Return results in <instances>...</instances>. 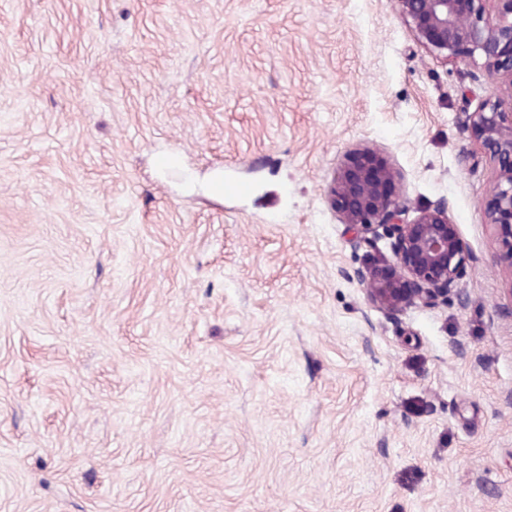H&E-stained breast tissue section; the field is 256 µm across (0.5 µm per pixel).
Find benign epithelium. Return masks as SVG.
I'll return each mask as SVG.
<instances>
[{"instance_id": "obj_1", "label": "benign epithelium", "mask_w": 512, "mask_h": 512, "mask_svg": "<svg viewBox=\"0 0 512 512\" xmlns=\"http://www.w3.org/2000/svg\"><path fill=\"white\" fill-rule=\"evenodd\" d=\"M395 2L423 47L447 61L480 62L500 95L512 101V0ZM465 122L493 166L486 223L501 235L506 250L500 263L512 275V112L485 102L467 113ZM329 201L339 222L352 231V246L370 248L364 262L342 275L360 286L371 307L397 316L448 304L469 255L449 220L447 201L409 218L402 173L387 155L368 146L346 154Z\"/></svg>"}]
</instances>
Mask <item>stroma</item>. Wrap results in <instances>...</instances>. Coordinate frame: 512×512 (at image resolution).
<instances>
[{
    "label": "stroma",
    "instance_id": "obj_1",
    "mask_svg": "<svg viewBox=\"0 0 512 512\" xmlns=\"http://www.w3.org/2000/svg\"><path fill=\"white\" fill-rule=\"evenodd\" d=\"M488 99L395 0H0V512H512ZM364 145L447 200V305L340 275Z\"/></svg>",
    "mask_w": 512,
    "mask_h": 512
}]
</instances>
